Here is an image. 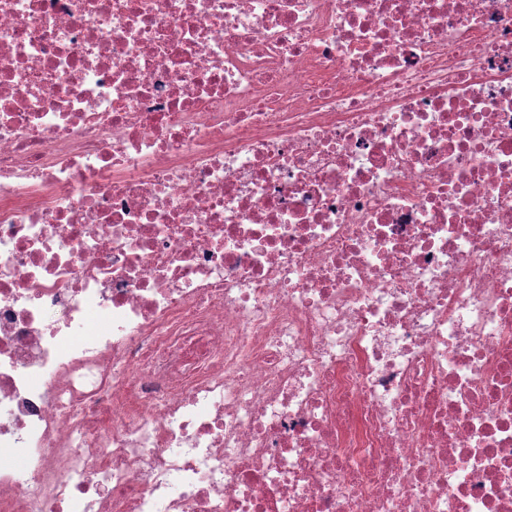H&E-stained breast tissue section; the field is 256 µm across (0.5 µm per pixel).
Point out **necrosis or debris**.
<instances>
[{
    "instance_id": "necrosis-or-debris-1",
    "label": "necrosis or debris",
    "mask_w": 512,
    "mask_h": 512,
    "mask_svg": "<svg viewBox=\"0 0 512 512\" xmlns=\"http://www.w3.org/2000/svg\"><path fill=\"white\" fill-rule=\"evenodd\" d=\"M0 512H512V0H0Z\"/></svg>"
}]
</instances>
